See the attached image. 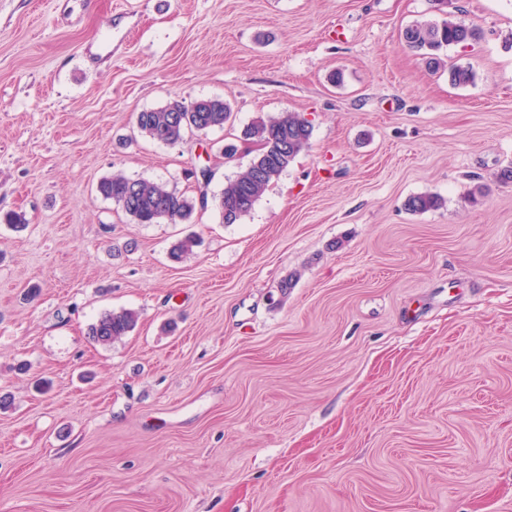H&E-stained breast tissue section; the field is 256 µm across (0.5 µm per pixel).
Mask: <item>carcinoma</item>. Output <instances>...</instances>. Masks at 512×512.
I'll use <instances>...</instances> for the list:
<instances>
[{
  "mask_svg": "<svg viewBox=\"0 0 512 512\" xmlns=\"http://www.w3.org/2000/svg\"><path fill=\"white\" fill-rule=\"evenodd\" d=\"M478 32L453 14L440 21H416L406 27L402 39L417 50L438 51L444 47L466 46L476 40ZM448 80L457 87L475 80L467 66L452 65ZM232 116L230 105L220 98L198 100L191 105L173 101L163 107L143 111L136 116L138 132L153 141L176 144L186 132L222 128ZM312 122L298 112H284L267 119L260 118L244 131V137L259 144V153L248 168L234 179L224 182L221 193L214 197L215 206L226 224H235L248 215L270 183L278 179L301 151L309 146ZM97 192L122 206L138 224L189 220L196 201L177 192L163 182L131 179L121 173L102 178ZM441 204L431 194L411 196L405 206L412 212H424ZM138 315L132 310L108 312L89 328V335L100 345L132 332Z\"/></svg>",
  "mask_w": 512,
  "mask_h": 512,
  "instance_id": "carcinoma-1",
  "label": "carcinoma"
}]
</instances>
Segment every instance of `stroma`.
I'll use <instances>...</instances> for the list:
<instances>
[{"instance_id":"35a3bbf8","label":"stroma","mask_w":512,"mask_h":512,"mask_svg":"<svg viewBox=\"0 0 512 512\" xmlns=\"http://www.w3.org/2000/svg\"><path fill=\"white\" fill-rule=\"evenodd\" d=\"M453 4L481 38L433 68L438 0H0V512H512V0ZM206 98L224 128L136 129ZM282 112L310 145L238 223L96 191L218 194ZM200 116H203V122ZM231 116L230 105L220 98L201 99L189 106L173 101L157 109L139 112L136 127L150 140L176 144L183 140L187 131L223 128ZM97 192L118 204L138 224L187 221L196 209L194 199L169 188L166 183L131 179L121 173L103 177ZM138 315L132 310L108 312L89 328V335L100 345H109L113 340L132 332L136 327Z\"/></svg>"}]
</instances>
